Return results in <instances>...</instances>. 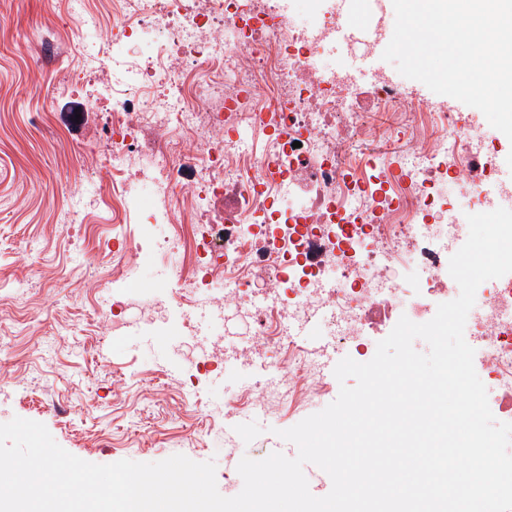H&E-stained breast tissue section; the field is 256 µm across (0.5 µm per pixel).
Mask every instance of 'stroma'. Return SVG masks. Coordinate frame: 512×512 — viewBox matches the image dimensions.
Segmentation results:
<instances>
[{"mask_svg":"<svg viewBox=\"0 0 512 512\" xmlns=\"http://www.w3.org/2000/svg\"><path fill=\"white\" fill-rule=\"evenodd\" d=\"M75 42L65 0H0V319L16 326L0 342V423H43L95 464L212 460L219 492L235 496L241 458H265L272 430L306 412H252L235 443L225 442L222 409L240 383L221 363L196 370L178 327L153 332L152 301L175 289L166 268L191 273L189 253L137 248L136 222L113 224L95 206L111 197L112 178L85 173L102 168L110 142L105 113L67 93L68 65L55 60ZM77 197L90 206L65 223ZM114 239L135 276H114ZM105 288L122 306L103 303Z\"/></svg>","mask_w":512,"mask_h":512,"instance_id":"35a3bbf8","label":"stroma"}]
</instances>
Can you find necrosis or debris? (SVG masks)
I'll use <instances>...</instances> for the list:
<instances>
[{"label":"necrosis or debris","instance_id":"4bbe7bcc","mask_svg":"<svg viewBox=\"0 0 512 512\" xmlns=\"http://www.w3.org/2000/svg\"><path fill=\"white\" fill-rule=\"evenodd\" d=\"M118 2L111 42L83 40L71 81L96 88L109 114L113 207L138 211L137 186L154 182L156 205L142 221L174 227L158 251L186 239L174 208L225 199L223 210L203 214L210 233L191 240L194 277L176 270L172 278L193 296L222 286L215 313L233 304L264 339L261 353L217 341L196 361L219 351L281 367L280 377L248 382L236 407L268 412L315 400L324 353L295 342L293 326L345 347L385 312L457 298L448 262L469 228L448 223L435 187L451 178L462 196L492 205L481 192V126L413 104L404 83L382 74L369 111L389 119L370 127L355 83L325 59L335 10L310 18L300 0ZM252 131L264 137L257 154L240 149ZM377 135L403 142L401 154L353 153L352 142ZM259 273L273 289L263 298ZM477 293L465 340L480 347L499 392L490 407L512 416V278Z\"/></svg>","mask_w":512,"mask_h":512}]
</instances>
